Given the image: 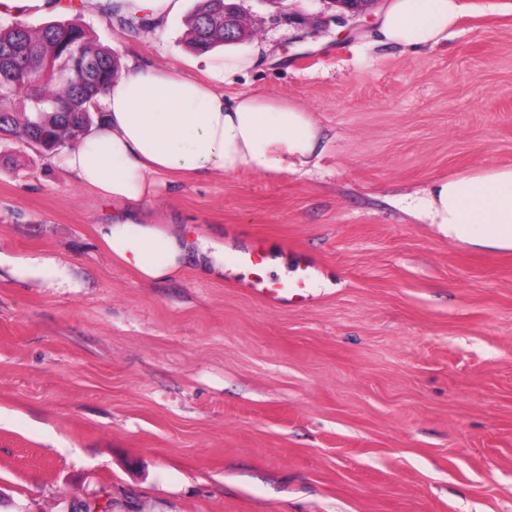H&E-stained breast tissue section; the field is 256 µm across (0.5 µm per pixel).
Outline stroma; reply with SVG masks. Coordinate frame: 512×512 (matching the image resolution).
<instances>
[{
    "instance_id": "1",
    "label": "stroma",
    "mask_w": 512,
    "mask_h": 512,
    "mask_svg": "<svg viewBox=\"0 0 512 512\" xmlns=\"http://www.w3.org/2000/svg\"><path fill=\"white\" fill-rule=\"evenodd\" d=\"M438 44L375 43V9L327 0L236 45L227 86L271 91L324 133L301 170L163 184L149 203L268 277L311 264L290 304L253 273L149 281L98 238L112 207L62 164L0 139V512H512V251L451 240L405 197L512 165V0H460ZM198 0L147 31L94 0L116 55L201 77ZM51 262L54 278L30 272ZM253 291L261 295L263 299L271 307H275L281 303L282 300H287L288 284L269 283L263 279L254 281L252 285Z\"/></svg>"
}]
</instances>
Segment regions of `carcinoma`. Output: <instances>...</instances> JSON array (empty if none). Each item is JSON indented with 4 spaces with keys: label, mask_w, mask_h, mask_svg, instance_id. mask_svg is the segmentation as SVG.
I'll return each instance as SVG.
<instances>
[{
    "label": "carcinoma",
    "mask_w": 512,
    "mask_h": 512,
    "mask_svg": "<svg viewBox=\"0 0 512 512\" xmlns=\"http://www.w3.org/2000/svg\"><path fill=\"white\" fill-rule=\"evenodd\" d=\"M187 44L197 52L224 45V0H202L190 16ZM118 60L76 21L33 27L14 18L0 24V130L41 142L49 154L75 145L98 112L96 96L112 81Z\"/></svg>",
    "instance_id": "obj_1"
}]
</instances>
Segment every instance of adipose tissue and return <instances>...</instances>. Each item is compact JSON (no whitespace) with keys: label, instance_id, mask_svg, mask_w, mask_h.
I'll use <instances>...</instances> for the list:
<instances>
[{"label":"adipose tissue","instance_id":"ef3b65f1","mask_svg":"<svg viewBox=\"0 0 512 512\" xmlns=\"http://www.w3.org/2000/svg\"><path fill=\"white\" fill-rule=\"evenodd\" d=\"M461 12L458 0H387L376 43L398 47L437 44ZM258 54L204 53V76L128 58L97 95L103 116L62 158L77 179L114 206L97 227L110 253L141 277L163 281L190 256L206 259L207 273L224 271V248L209 236L187 234L148 202L161 176L195 179L241 168L265 173L288 160L307 165L321 142L311 112L273 92L225 94ZM409 209L450 238L512 250V166H488L435 180Z\"/></svg>","mask_w":512,"mask_h":512}]
</instances>
